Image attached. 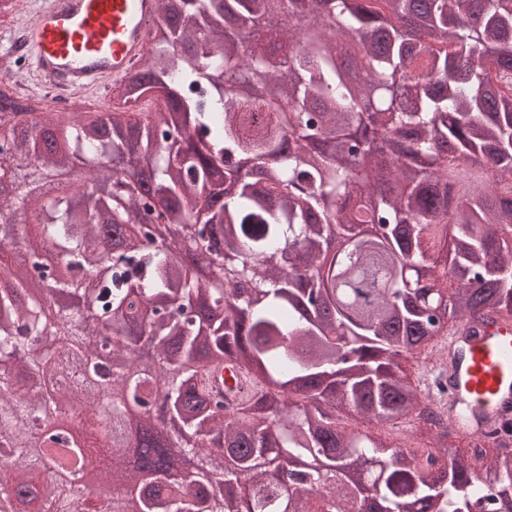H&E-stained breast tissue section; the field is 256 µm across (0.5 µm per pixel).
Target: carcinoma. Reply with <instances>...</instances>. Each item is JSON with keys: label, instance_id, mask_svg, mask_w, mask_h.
Returning <instances> with one entry per match:
<instances>
[{"label": "carcinoma", "instance_id": "obj_1", "mask_svg": "<svg viewBox=\"0 0 512 512\" xmlns=\"http://www.w3.org/2000/svg\"><path fill=\"white\" fill-rule=\"evenodd\" d=\"M275 14L270 51L255 32ZM112 95L88 118L0 90V166L24 171L0 226L31 214L91 271L31 254L21 278L0 253V502L90 509V460L40 420L91 417L110 390L109 452L145 473L137 512H512L507 444L453 451L421 411L424 456L370 432L429 399L402 364L434 337L512 319V0H161ZM73 172L96 191L42 192ZM31 279L85 308L47 315ZM225 363L258 388L231 409L199 386Z\"/></svg>", "mask_w": 512, "mask_h": 512}]
</instances>
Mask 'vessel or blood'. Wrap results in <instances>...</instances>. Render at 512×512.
Masks as SVG:
<instances>
[{
	"label": "vessel or blood",
	"mask_w": 512,
	"mask_h": 512,
	"mask_svg": "<svg viewBox=\"0 0 512 512\" xmlns=\"http://www.w3.org/2000/svg\"><path fill=\"white\" fill-rule=\"evenodd\" d=\"M25 41L38 84L101 91L124 79L161 19L160 0H36ZM446 354L427 363L420 385L442 390L460 437H487L512 425V320L484 315L449 332ZM227 407L249 396L242 374L223 368L203 380Z\"/></svg>",
	"instance_id": "obj_1"
}]
</instances>
